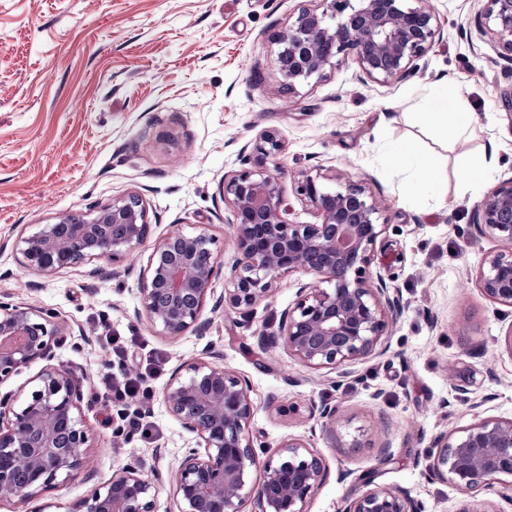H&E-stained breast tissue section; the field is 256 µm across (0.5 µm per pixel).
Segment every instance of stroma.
Listing matches in <instances>:
<instances>
[{"label":"stroma","instance_id":"stroma-1","mask_svg":"<svg viewBox=\"0 0 512 512\" xmlns=\"http://www.w3.org/2000/svg\"><path fill=\"white\" fill-rule=\"evenodd\" d=\"M441 34L419 72L393 84L362 82L348 62L322 80L281 93L275 33L291 23L299 0H0V299L53 315L66 340L58 367L83 369V407L94 446L85 468L20 510L54 512L108 484L136 461L170 473L195 437L167 412L161 393L182 366L209 350L249 381L257 406L255 446L274 451L305 439L325 464L307 512H341L372 473L376 486L399 488L424 512H512L501 485L462 494L429 473L435 436L486 417L512 418V308L490 302L476 284L496 242L477 237L472 215L483 196L512 177V122L501 97L512 90V63L499 56L474 17L479 0H428ZM451 98L468 112L453 131L425 120ZM265 129L279 132L280 180L290 221L316 223L295 192L304 175L337 174L381 196L385 229L371 269L400 291L405 308L388 327L380 357L328 370L301 366L282 347L259 349L277 333L282 312L302 285L321 277L281 276L268 299L243 312L204 308L201 329L172 340L133 312L155 241L171 228L207 231L223 294L236 256L222 184L247 168L248 147ZM414 144L435 165L437 187L394 148ZM140 194L150 232L135 251L45 276L23 267L15 239L68 213H87L113 198ZM107 316L113 334L136 338L126 362L163 364L150 383L152 443L114 436L93 377L111 357L84 341ZM335 406L336 426L313 419ZM389 458H381L380 448Z\"/></svg>","mask_w":512,"mask_h":512}]
</instances>
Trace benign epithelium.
<instances>
[{
    "label": "benign epithelium",
    "mask_w": 512,
    "mask_h": 512,
    "mask_svg": "<svg viewBox=\"0 0 512 512\" xmlns=\"http://www.w3.org/2000/svg\"><path fill=\"white\" fill-rule=\"evenodd\" d=\"M318 2L317 8L299 7L294 21L274 38L281 86L290 93L349 60L369 80L403 81L440 35L434 9L412 7L409 0ZM479 26L512 61V0H485ZM283 150L277 133L261 132L254 168L224 181L237 249L232 288L214 297L220 266L212 236L204 230L173 231L153 245L134 315L146 318L158 335L178 338L198 324L207 301H213L214 311L226 304L250 309L270 295L283 274L304 272L322 277L330 288H299L278 335L257 337L258 346L281 343L310 369L382 356L390 348L389 322L403 311L399 292L370 271L371 253L385 228L384 207L361 183L336 174L305 175L297 193L321 222H290L280 177L267 166ZM474 229L502 246L483 259L479 288L491 302L512 308V178L478 203ZM148 233L144 201L131 193L89 213L42 224L14 248L26 267L50 276L94 259H116L142 245ZM63 340L58 324L36 307L0 301V382L38 360L46 362L27 392L0 398V504L28 502L86 464L93 435L82 412L83 393L72 371L50 364ZM218 358L210 352L190 362L164 389L168 413L196 437L174 475L178 512H242L249 499L258 512H307V499L323 480L321 458L300 438L260 456L250 434L251 387ZM429 456L431 476L453 482L465 494L512 479V418L487 417L454 436L440 434ZM160 483V473L145 462L124 466L104 490L69 512H156ZM363 484L367 490L346 500L341 512H422L403 490L374 487L368 478Z\"/></svg>",
    "instance_id": "1"
}]
</instances>
